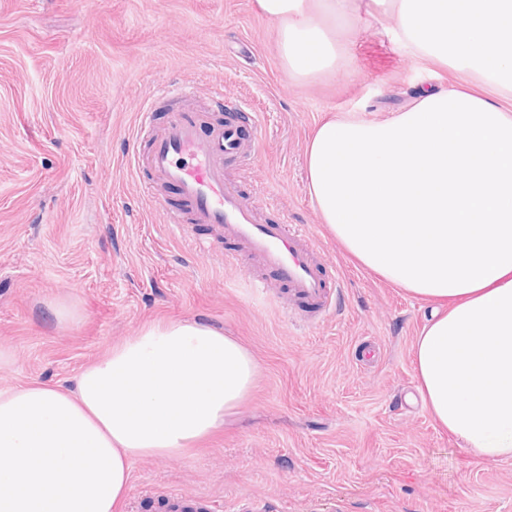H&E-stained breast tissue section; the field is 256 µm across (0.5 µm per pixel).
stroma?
I'll use <instances>...</instances> for the list:
<instances>
[{"label":"stroma","instance_id":"stroma-1","mask_svg":"<svg viewBox=\"0 0 512 512\" xmlns=\"http://www.w3.org/2000/svg\"><path fill=\"white\" fill-rule=\"evenodd\" d=\"M347 78L289 80L276 25L251 0H0V389L71 386L80 370L153 321L197 319L253 354L246 401L186 454L131 467L124 512H164L165 495L210 512H512V459L476 462L434 425L412 346L431 308L355 263L319 224L305 147L331 112L375 118L448 73L361 30ZM168 83L216 97L259 149L229 169L267 223L301 225L339 267L338 305L292 321L271 282L254 296L252 260L228 265L215 229L167 224L132 175L128 146ZM250 111V112H251ZM74 305L61 323L54 305ZM382 350L368 365L367 341Z\"/></svg>","mask_w":512,"mask_h":512}]
</instances>
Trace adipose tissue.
Wrapping results in <instances>:
<instances>
[{
    "mask_svg": "<svg viewBox=\"0 0 512 512\" xmlns=\"http://www.w3.org/2000/svg\"><path fill=\"white\" fill-rule=\"evenodd\" d=\"M288 76L341 75L371 29L462 82L383 118L336 114L306 148L320 223L359 265L432 304L421 399L475 460L512 459V0H253ZM252 353L197 320L144 324L74 389H0V512H122L134 459L177 457L249 395Z\"/></svg>",
    "mask_w": 512,
    "mask_h": 512,
    "instance_id": "obj_1",
    "label": "adipose tissue"
}]
</instances>
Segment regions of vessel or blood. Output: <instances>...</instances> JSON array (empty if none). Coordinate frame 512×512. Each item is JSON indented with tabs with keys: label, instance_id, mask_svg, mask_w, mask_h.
<instances>
[{
	"label": "vessel or blood",
	"instance_id": "obj_1",
	"mask_svg": "<svg viewBox=\"0 0 512 512\" xmlns=\"http://www.w3.org/2000/svg\"><path fill=\"white\" fill-rule=\"evenodd\" d=\"M148 139L147 151L133 149V170L148 169L154 186L174 191L177 206L158 204L167 223L208 225L257 260L246 277L256 291L276 278L286 288L288 311L301 320L322 318L335 307L339 290L329 282L311 238L288 222H262L228 168L247 145L236 122L215 120L206 110L179 109L166 124L152 122L151 109L138 115L133 142Z\"/></svg>",
	"mask_w": 512,
	"mask_h": 512
}]
</instances>
